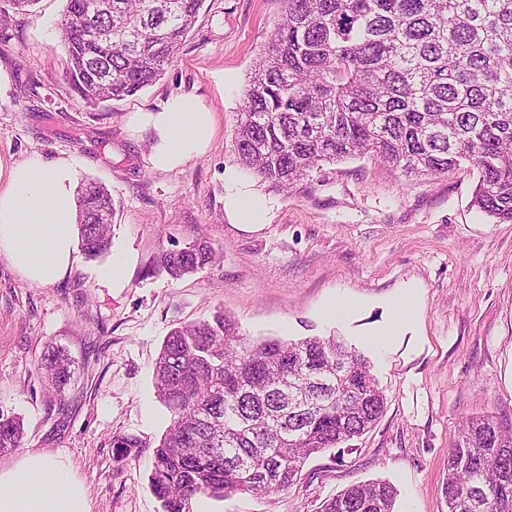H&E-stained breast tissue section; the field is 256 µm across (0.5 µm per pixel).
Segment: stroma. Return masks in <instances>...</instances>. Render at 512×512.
<instances>
[{
	"instance_id": "35a3bbf8",
	"label": "stroma",
	"mask_w": 512,
	"mask_h": 512,
	"mask_svg": "<svg viewBox=\"0 0 512 512\" xmlns=\"http://www.w3.org/2000/svg\"><path fill=\"white\" fill-rule=\"evenodd\" d=\"M66 0L27 12L0 0V163L40 155L74 160L80 180L112 195L110 251H75L52 285L28 283L0 257V411L24 420L0 470L33 453L69 461L89 512H162L148 486L152 447L168 412L153 368L174 327L233 317L247 339L342 337L370 361L386 410L344 449L309 459L290 488L265 496H198L206 512H321L326 500L370 479L399 491L395 512H448L441 492L462 421L492 414L512 422V223L472 207L473 167L407 178L369 157L327 164L288 189L244 168L232 141L256 64L284 0H205L177 58L134 96L85 106L64 74L58 23ZM175 94L213 112L210 150L171 172L154 170L147 134L126 126ZM240 170L268 203L244 225L224 211V171ZM202 241L218 261L179 279L156 271L164 250ZM127 258L122 286L100 273ZM347 304L329 316L328 304ZM412 319L381 339L399 305ZM68 351L73 376L47 385V345ZM121 437L140 440L118 451Z\"/></svg>"
}]
</instances>
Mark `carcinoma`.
I'll return each instance as SVG.
<instances>
[{
    "label": "carcinoma",
    "mask_w": 512,
    "mask_h": 512,
    "mask_svg": "<svg viewBox=\"0 0 512 512\" xmlns=\"http://www.w3.org/2000/svg\"><path fill=\"white\" fill-rule=\"evenodd\" d=\"M59 25L66 79L86 105L135 95L176 58L205 0H66ZM255 69L233 149L279 187L325 163L368 156L403 176L469 164L473 206L512 223V0H284ZM112 196L90 181L79 197L85 254L110 247ZM205 243L164 251L178 279L213 262ZM41 369L62 392L70 358L47 346ZM169 425L154 447L150 489L162 512H193L198 495H265L294 484L306 461L361 437L386 397L364 355L334 336L250 341L218 309L179 326L155 363ZM23 419L0 413V451ZM441 490L448 512H512V424L465 419ZM388 481L354 484L323 512H394Z\"/></svg>",
    "instance_id": "carcinoma-1"
}]
</instances>
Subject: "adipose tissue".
<instances>
[{"mask_svg":"<svg viewBox=\"0 0 512 512\" xmlns=\"http://www.w3.org/2000/svg\"><path fill=\"white\" fill-rule=\"evenodd\" d=\"M129 127L148 134L150 163L170 172L204 155L215 134L214 115L197 98L174 95L156 111L132 113ZM224 210L242 224L268 219L264 196L233 171L225 172ZM76 171L66 159L34 155L0 164V257L23 279L50 285L69 270L77 235ZM0 512H89L86 489L63 459L32 454L0 471Z\"/></svg>","mask_w":512,"mask_h":512,"instance_id":"1","label":"adipose tissue"}]
</instances>
